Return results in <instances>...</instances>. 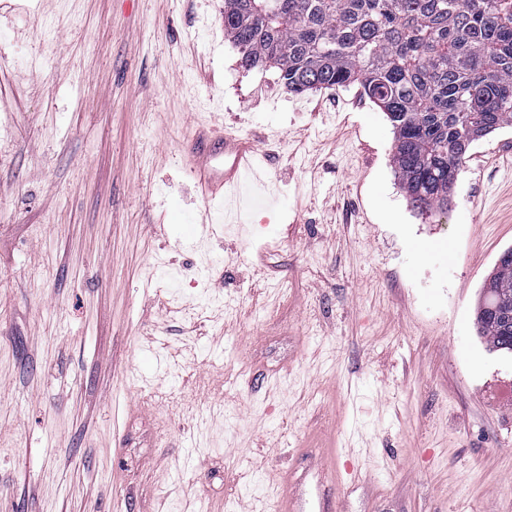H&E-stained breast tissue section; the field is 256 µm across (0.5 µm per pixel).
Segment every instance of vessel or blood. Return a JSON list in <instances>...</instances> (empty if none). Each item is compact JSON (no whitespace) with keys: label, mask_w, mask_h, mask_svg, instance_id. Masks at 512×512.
Wrapping results in <instances>:
<instances>
[{"label":"vessel or blood","mask_w":512,"mask_h":512,"mask_svg":"<svg viewBox=\"0 0 512 512\" xmlns=\"http://www.w3.org/2000/svg\"><path fill=\"white\" fill-rule=\"evenodd\" d=\"M191 171L213 204L235 193L245 179L263 182L265 172L251 139L199 131L190 150Z\"/></svg>","instance_id":"1"}]
</instances>
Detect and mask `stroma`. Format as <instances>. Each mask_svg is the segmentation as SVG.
I'll list each match as a JSON object with an SVG mask.
<instances>
[{
  "instance_id": "stroma-1",
  "label": "stroma",
  "mask_w": 512,
  "mask_h": 512,
  "mask_svg": "<svg viewBox=\"0 0 512 512\" xmlns=\"http://www.w3.org/2000/svg\"><path fill=\"white\" fill-rule=\"evenodd\" d=\"M214 125L268 178L207 236ZM392 143L356 89L242 68L224 0H0V512H263L330 437L336 512H512V355L474 326L512 127L443 216Z\"/></svg>"
}]
</instances>
